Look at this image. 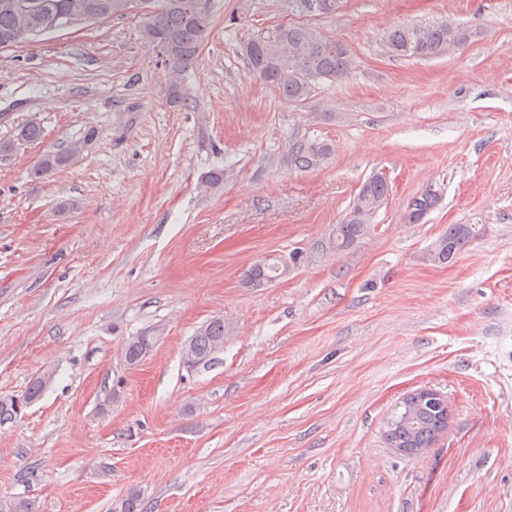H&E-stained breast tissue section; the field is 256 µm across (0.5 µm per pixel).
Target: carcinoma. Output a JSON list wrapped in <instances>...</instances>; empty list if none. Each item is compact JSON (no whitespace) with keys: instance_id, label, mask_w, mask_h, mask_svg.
Segmentation results:
<instances>
[{"instance_id":"carcinoma-1","label":"carcinoma","mask_w":512,"mask_h":512,"mask_svg":"<svg viewBox=\"0 0 512 512\" xmlns=\"http://www.w3.org/2000/svg\"><path fill=\"white\" fill-rule=\"evenodd\" d=\"M126 0H0V36L14 40V46L30 42L29 30L40 25L50 11H100L122 15ZM340 0H288L299 11L311 16L336 12ZM201 0H166L161 9L139 16L143 39L164 54L163 68L167 76V100L179 107L188 106L184 86L186 71L196 62L210 27V8L200 6ZM482 32L443 22L435 25H396L384 36L388 51L396 56L422 58L440 54L451 48L459 49L479 39ZM250 70L264 84L290 103L301 105L312 96L320 81L338 83L350 72V51L343 44L324 37L307 24L289 25L273 36L256 35L240 46ZM43 129L31 119L19 130L17 138L0 140V155L17 148L19 142H38ZM81 146L74 144L64 150H48L34 164L31 174L37 178L50 176L69 166ZM331 154L329 144L308 141L295 148L290 162L298 168L315 167ZM389 196V181L379 174L369 177L361 186L353 205L333 229L331 245L338 250L351 247L369 231L372 215ZM441 193L433 185L425 186L405 207L404 219L419 224L439 204ZM480 236L475 224H453L442 236L432 261L449 263ZM288 272L285 261H261L244 272L246 288H260ZM192 356H183V363L193 368L206 361L224 346V318L217 317L202 326L188 341ZM401 423L400 442L403 454L422 456V450L432 447L444 428V411L431 399L421 401L397 416ZM0 512H34L27 500L0 498ZM119 512H144L137 490H131L119 506Z\"/></svg>"}]
</instances>
